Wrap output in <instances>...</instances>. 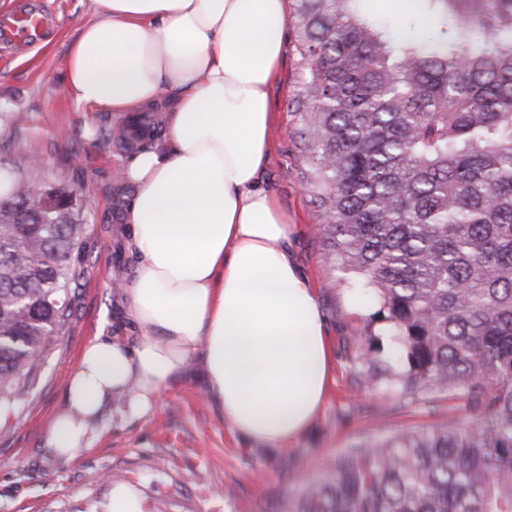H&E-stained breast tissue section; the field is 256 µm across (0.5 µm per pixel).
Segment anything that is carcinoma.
<instances>
[{"instance_id":"1","label":"carcinoma","mask_w":512,"mask_h":512,"mask_svg":"<svg viewBox=\"0 0 512 512\" xmlns=\"http://www.w3.org/2000/svg\"><path fill=\"white\" fill-rule=\"evenodd\" d=\"M420 37L366 0H294L305 189L332 255L380 305L412 389L478 418L346 450L288 512H512V0H411ZM0 197V412L71 318L79 199L28 165ZM50 205L27 207L29 187Z\"/></svg>"}]
</instances>
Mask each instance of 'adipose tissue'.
<instances>
[{
	"mask_svg": "<svg viewBox=\"0 0 512 512\" xmlns=\"http://www.w3.org/2000/svg\"><path fill=\"white\" fill-rule=\"evenodd\" d=\"M65 62L77 104L136 114L166 97V135L132 154L124 221L137 261L124 293L136 342L97 336L46 429L73 459L110 404L126 421L201 362L206 397L233 434L277 449L324 403L326 318L290 250L287 212L262 175L289 0H96Z\"/></svg>",
	"mask_w": 512,
	"mask_h": 512,
	"instance_id": "adipose-tissue-1",
	"label": "adipose tissue"
}]
</instances>
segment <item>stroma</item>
I'll return each instance as SVG.
<instances>
[{"label":"stroma","instance_id":"35a3bbf8","mask_svg":"<svg viewBox=\"0 0 512 512\" xmlns=\"http://www.w3.org/2000/svg\"><path fill=\"white\" fill-rule=\"evenodd\" d=\"M28 2L56 24L24 48L0 45V158L25 171L24 157L9 147L15 138L26 140L43 176L76 192L86 237L69 331L0 433V512H105L115 474L144 499L147 512H288L289 500L324 478L349 448L474 421L463 394L404 388L407 366L374 321L376 304L363 281L339 269L329 253L300 174L293 113L300 68L290 44L268 92L274 128L264 181L291 219L298 263L327 319L334 368L322 410L304 435L280 448L244 445L206 400L203 370L194 364L152 415L124 423L108 408L89 447L70 461L52 456L45 431L64 403L81 349L96 336L135 335L127 301L112 285L136 258L125 248L130 227L122 218L128 189L121 172L130 150L104 137L126 118L82 111L64 86L69 47L95 20V0ZM368 349L388 367L374 381L358 359Z\"/></svg>","mask_w":512,"mask_h":512}]
</instances>
